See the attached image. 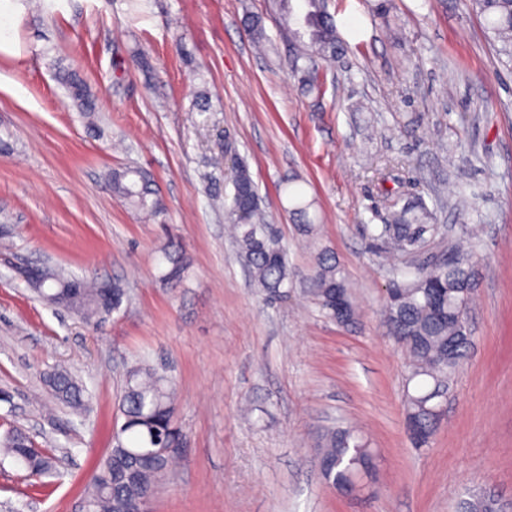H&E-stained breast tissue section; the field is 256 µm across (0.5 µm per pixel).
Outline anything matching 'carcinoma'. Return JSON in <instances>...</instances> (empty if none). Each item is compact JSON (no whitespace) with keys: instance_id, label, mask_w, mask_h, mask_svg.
Returning <instances> with one entry per match:
<instances>
[{"instance_id":"carcinoma-1","label":"carcinoma","mask_w":512,"mask_h":512,"mask_svg":"<svg viewBox=\"0 0 512 512\" xmlns=\"http://www.w3.org/2000/svg\"><path fill=\"white\" fill-rule=\"evenodd\" d=\"M304 8L297 12L292 0H270V13L284 32L289 47V63L301 83L312 90L320 84V63L334 62L346 52L336 23L328 11L327 0H302ZM483 18L486 29L500 43L499 53L512 62V0H470ZM254 42L266 40L263 18H246ZM58 79L79 111L91 117L96 112V98L79 68H61ZM233 193L228 205L232 218V238L240 257L249 268L254 284L272 301L288 284L287 247L278 228L263 223L260 198L246 163L231 171ZM112 188L129 206L146 215L160 211L149 175L127 167L111 174ZM294 187L289 194L290 211L298 219V231L313 241L317 235L313 202L297 188L298 180L288 181ZM430 218L424 207L415 210L405 206L392 210V223L384 225L376 239L386 238L394 252L407 254L415 250L423 235L430 231ZM457 261L436 266L405 267L388 289L386 311L398 342L410 357L407 381L417 382L406 394V415L421 448L440 419L444 397L453 376L466 360L473 343L468 324L461 317L463 291L475 287L474 249L452 248ZM160 279L176 287L189 275L192 267L186 252L168 242L159 247ZM312 282L313 297L322 312L333 315L336 292L343 295L348 313L345 325L355 323L356 309L349 291L344 269L335 254L318 250ZM100 282L89 283L49 267L36 295L62 307L89 326L96 327L118 311L126 297L121 284L112 282V303L103 301ZM47 386L60 402L79 413L88 404L86 387L70 372L56 370L46 378ZM177 389L173 377L154 364L140 361L128 367L119 403L123 423L114 435L109 453L103 456L88 486L85 499L87 512H127L131 504L149 494L156 497L159 487L181 456L182 448L174 442L182 435L176 425ZM32 440L19 429H10L0 437V454L24 469L41 476L53 467L47 452L34 458L25 455ZM319 458L336 461L330 478L349 482L352 476L369 468L370 448L364 437L353 428L329 431L323 440ZM459 512H502L498 497L485 491L460 501Z\"/></svg>"}]
</instances>
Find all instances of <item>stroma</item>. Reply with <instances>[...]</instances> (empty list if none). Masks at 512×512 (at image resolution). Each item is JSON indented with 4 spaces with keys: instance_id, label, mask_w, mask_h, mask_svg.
Listing matches in <instances>:
<instances>
[{
    "instance_id": "stroma-1",
    "label": "stroma",
    "mask_w": 512,
    "mask_h": 512,
    "mask_svg": "<svg viewBox=\"0 0 512 512\" xmlns=\"http://www.w3.org/2000/svg\"><path fill=\"white\" fill-rule=\"evenodd\" d=\"M380 2L329 0L348 51L323 65L319 94L291 74L273 21L264 50L251 42L244 20L264 0H41L6 26L16 51L0 53V389L11 399L0 425L50 450L55 468L32 479L0 460V512H79L139 359L177 378L186 442L152 512H457L485 489L512 512V63L469 0H392L385 13ZM71 63L96 96L98 132L57 80ZM234 157L288 243L291 278L274 301L226 232ZM129 166L162 200L154 222L112 190V171ZM292 177L345 269L351 326L312 297ZM395 202L427 205L438 255L480 230L475 345L423 448L408 438V359L384 316L393 268L368 233ZM168 241L193 262L177 288L158 278ZM43 264L120 281L127 297L89 329L33 298L20 271ZM54 368L93 392L84 412L51 395ZM338 427L374 454L354 492L319 464Z\"/></svg>"
}]
</instances>
